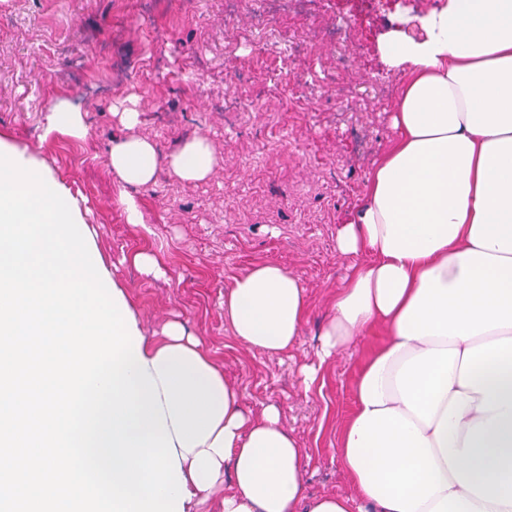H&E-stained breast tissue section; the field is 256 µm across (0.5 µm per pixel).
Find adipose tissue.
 <instances>
[{"label": "adipose tissue", "mask_w": 512, "mask_h": 512, "mask_svg": "<svg viewBox=\"0 0 512 512\" xmlns=\"http://www.w3.org/2000/svg\"><path fill=\"white\" fill-rule=\"evenodd\" d=\"M422 39L391 32L385 63L403 70L397 135L336 232L348 259L322 333L321 360L359 336L355 407L336 449L349 490L309 495L305 456L278 406L245 410L238 387L182 322L142 339L192 498L215 512H512V0H448L421 17ZM127 136L109 164L128 224L136 190L160 171L211 179L213 143L161 155L134 135L137 98L114 109ZM47 129L77 140L86 114L59 100ZM302 282L274 260L224 293V321L246 347L288 353L310 315Z\"/></svg>", "instance_id": "obj_1"}]
</instances>
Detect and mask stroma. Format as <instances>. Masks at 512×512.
<instances>
[{
    "label": "stroma",
    "instance_id": "35a3bbf8",
    "mask_svg": "<svg viewBox=\"0 0 512 512\" xmlns=\"http://www.w3.org/2000/svg\"><path fill=\"white\" fill-rule=\"evenodd\" d=\"M439 0H265L264 19L232 0H0V139L39 145L38 157L73 195L85 197L95 244L145 334L179 318L224 365L260 412L276 404L305 451L309 494L348 489L336 458L354 407L352 384L377 339L362 336L324 365L304 393L302 365L317 360L319 335L348 263L336 230L362 199L365 179L395 132L393 98L403 78L380 46L394 28L420 33ZM310 15L301 44L283 37L289 9ZM357 25L339 40L333 29ZM237 76L227 86L226 76ZM143 105L136 134L161 154L203 135L219 157L206 182L160 173L138 191L143 224H127L107 166L126 130L115 99ZM71 97L90 134L45 135L50 108ZM252 102L249 112L238 101ZM158 251L168 275L123 264L125 241ZM272 259L305 286L312 310L282 356L247 349L224 322V292L255 263Z\"/></svg>",
    "mask_w": 512,
    "mask_h": 512
}]
</instances>
